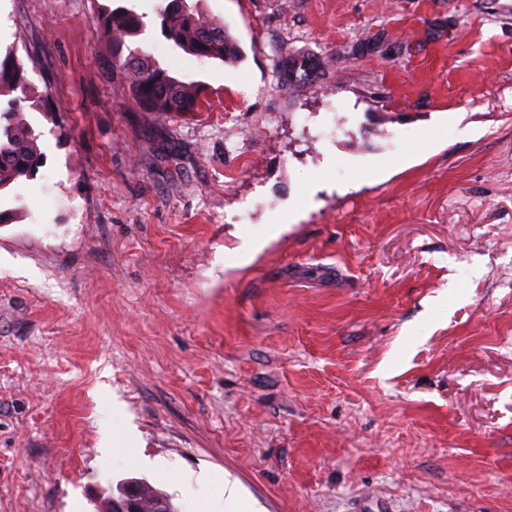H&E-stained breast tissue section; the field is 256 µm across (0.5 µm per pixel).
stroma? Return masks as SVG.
<instances>
[{
  "instance_id": "1",
  "label": "stroma",
  "mask_w": 512,
  "mask_h": 512,
  "mask_svg": "<svg viewBox=\"0 0 512 512\" xmlns=\"http://www.w3.org/2000/svg\"><path fill=\"white\" fill-rule=\"evenodd\" d=\"M160 4L0 0L46 101L0 202V512H194L203 468L262 512H512V0H204L234 64ZM108 5L199 111L139 110ZM160 8L161 32L173 46L201 61L234 63L242 58L238 43L200 7L203 0H164ZM168 30V33H165ZM127 482H135L139 488L142 489L144 493V504L151 506L152 508L156 507L157 511L161 512H172V506L170 500L167 496L150 485L147 481L144 480H132ZM128 492L124 497H110L105 502L104 511L106 512H148L139 500V490L135 485L128 487Z\"/></svg>"
}]
</instances>
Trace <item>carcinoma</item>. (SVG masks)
I'll list each match as a JSON object with an SVG mask.
<instances>
[{"instance_id":"obj_1","label":"carcinoma","mask_w":512,"mask_h":512,"mask_svg":"<svg viewBox=\"0 0 512 512\" xmlns=\"http://www.w3.org/2000/svg\"><path fill=\"white\" fill-rule=\"evenodd\" d=\"M160 8L161 30L173 46L202 61L234 63L242 58L238 43L200 7L203 0H164ZM100 35L112 48V70L124 77L129 96L143 112L160 116L173 112H194L201 89L192 82L168 74L142 52L124 53L128 42L145 29L144 15L125 7L106 8L99 15ZM0 192L22 178L36 173L42 160L29 112L41 109L43 94L26 76L24 60L17 51L0 52ZM144 493V504L158 512H172L167 496L144 480L136 481Z\"/></svg>"}]
</instances>
